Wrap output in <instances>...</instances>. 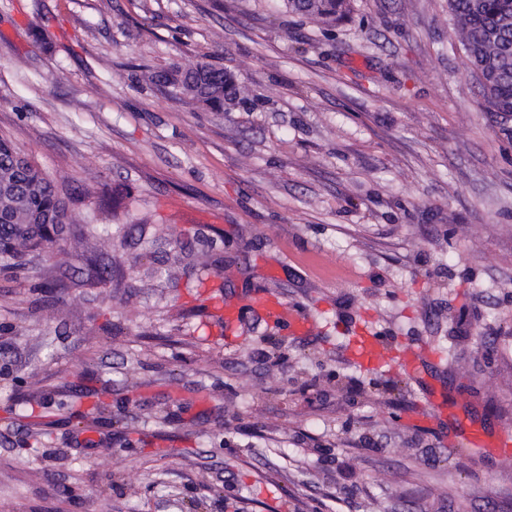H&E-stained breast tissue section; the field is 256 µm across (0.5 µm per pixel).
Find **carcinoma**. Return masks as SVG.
<instances>
[{"label": "carcinoma", "instance_id": "carcinoma-1", "mask_svg": "<svg viewBox=\"0 0 512 512\" xmlns=\"http://www.w3.org/2000/svg\"><path fill=\"white\" fill-rule=\"evenodd\" d=\"M288 12L340 21L351 0H283ZM448 12L504 139L512 142V0H448ZM172 96L189 98L222 112L246 106L234 78L222 68L201 62L173 66L152 76ZM85 236L72 220L69 202L41 168L8 139L0 138V267L28 269L41 287L61 292L63 280L47 276L33 259L62 248L68 237Z\"/></svg>", "mask_w": 512, "mask_h": 512}]
</instances>
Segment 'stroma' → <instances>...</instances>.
<instances>
[{
    "label": "stroma",
    "mask_w": 512,
    "mask_h": 512,
    "mask_svg": "<svg viewBox=\"0 0 512 512\" xmlns=\"http://www.w3.org/2000/svg\"><path fill=\"white\" fill-rule=\"evenodd\" d=\"M353 6L0 0V136L76 218L122 200L118 237L44 259L63 292L0 271V512H512V144L448 0ZM199 62L255 105L150 80ZM204 271L237 343L194 312ZM365 333L386 359L359 368ZM289 13L340 21L351 11V0H283Z\"/></svg>",
    "instance_id": "obj_1"
}]
</instances>
